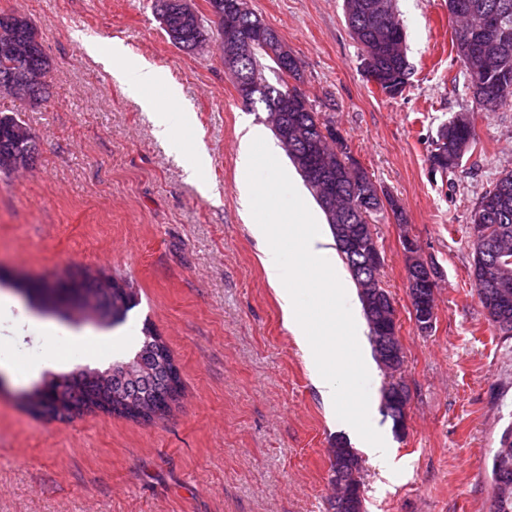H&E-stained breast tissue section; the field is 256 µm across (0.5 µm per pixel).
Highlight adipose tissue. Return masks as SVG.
<instances>
[{
  "instance_id": "obj_1",
  "label": "adipose tissue",
  "mask_w": 512,
  "mask_h": 512,
  "mask_svg": "<svg viewBox=\"0 0 512 512\" xmlns=\"http://www.w3.org/2000/svg\"><path fill=\"white\" fill-rule=\"evenodd\" d=\"M88 52L109 67L113 76L143 91V105L159 115L154 130L158 141L169 144L173 138L167 116L160 114V106L156 100L148 97V90L165 87L168 99L174 103L182 122L191 123L192 114L181 104L177 84L162 68L145 59L130 67L123 66L126 51L118 43L113 44L107 55L94 45L89 46ZM287 181V175L281 171L270 175L261 185L254 179H247L239 188L240 203L244 209L261 208L271 216L268 222L251 225L250 232L261 252L260 260L267 282L277 293L283 320L311 367L312 382L323 402L332 407L339 402L343 387L341 378L328 371L335 355L331 347L315 340L300 302L305 281L298 277L289 278L287 268L273 247L274 242L282 238L293 242L302 267L321 281L320 295L328 307L355 304L356 295L328 225L311 223L308 215L301 212H283L279 204V188ZM353 396L354 408L347 415V430L371 461L381 469H390L393 455L386 441L363 423L371 405L370 394L357 389Z\"/></svg>"
}]
</instances>
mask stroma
<instances>
[{"label":"stroma","mask_w":512,"mask_h":512,"mask_svg":"<svg viewBox=\"0 0 512 512\" xmlns=\"http://www.w3.org/2000/svg\"><path fill=\"white\" fill-rule=\"evenodd\" d=\"M343 0H250L302 62L301 88L353 157L403 206L371 222L385 256L382 285L394 302L405 364L365 385L371 422L393 448L384 473L362 462L365 512H488L487 462L512 427V355L470 288L469 217L495 174L512 169V107L479 113L484 154L454 176L432 174L439 122L474 109L462 65L448 52L447 0H397L410 86L374 89L346 27ZM39 30L52 61L42 103L0 90V113L36 133L39 154L22 175L0 174V354L30 371L0 383V512H328L330 456L345 438L343 391L327 408L285 326L249 225L238 183L240 130L259 124L242 107L216 45L173 46L151 0H0ZM119 41L129 61L147 59L178 83L194 120L174 125L184 145L202 141L206 178L219 201L187 180L153 135L139 97L88 55ZM255 179L293 175L284 198L324 216L284 152L254 149ZM440 271L436 321L420 332L406 287L404 239ZM83 270L130 284L137 305L113 340L101 329L31 307L13 280L52 283ZM150 325L179 367L181 396L163 417L133 421L103 412L59 419L29 413L26 394L78 367L100 370L131 357ZM409 391L408 429L383 415L392 381Z\"/></svg>","instance_id":"1"}]
</instances>
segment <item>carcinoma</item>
Instances as JSON below:
<instances>
[{"instance_id":"obj_1","label":"carcinoma","mask_w":512,"mask_h":512,"mask_svg":"<svg viewBox=\"0 0 512 512\" xmlns=\"http://www.w3.org/2000/svg\"><path fill=\"white\" fill-rule=\"evenodd\" d=\"M346 25L355 42L361 48V56L369 54L375 46L383 47L378 62L393 77L389 95L401 94L407 84L409 62L405 33L399 26L396 0H343ZM448 14L454 23L451 35L452 50L460 57L465 52V39L474 33L481 18L495 15L500 24L512 31V0H448ZM224 19L198 14L184 22L173 20L170 42L192 46L200 35L211 39L222 38ZM13 35L19 44H27L39 36L37 28L26 17L14 28ZM272 60L262 43H255L249 62L250 71L264 67ZM51 61L43 50L30 53L0 54V89L20 100L40 102L51 94L48 74ZM28 72H38L43 77L38 94L28 91L13 92L12 80ZM464 79L472 95L481 92L494 97L500 106L512 105V40L498 46L484 64L464 67ZM297 95L302 91L295 85L279 78L255 92L253 99L242 101L250 112L265 113V121L271 126L288 123V140L278 139L281 149L290 159L310 194L326 217L335 239L340 242V227L345 226L361 235L360 250L353 253L338 248L358 289L363 313L368 322L374 352L381 365L391 373L401 370L404 353L401 343L386 356L381 352L378 336L380 329H395V307L388 291L382 287L380 273L364 270L376 235L370 223L371 215L392 209L397 223H406L404 212L388 192L380 191L367 171L355 165L346 139L336 128L321 119L313 105L304 112L285 114L278 103L287 92ZM311 143L315 153L329 160L334 175L340 178L338 191L329 197L315 187L313 175L305 158L306 143ZM485 152L476 133L475 112L453 114L441 123L432 141L428 156L430 166L445 177L460 167L462 156ZM23 152L38 153L36 135L30 127L15 115L0 116V156ZM487 224L491 229V245L499 253L498 262L512 274V169L498 172L490 186L481 195L470 215V227ZM101 276L76 274L62 281L86 290L92 296L88 313L91 320L103 328L113 327L126 318L129 310L137 305L133 291L126 297L100 287ZM479 303L488 321L502 342L512 339L503 323L512 325V298L504 300L492 292L484 282L471 280ZM181 391L179 372L173 371V356L166 343L156 337L148 326L143 329V340L134 356L127 361H117L104 371L79 368L52 378L44 387L27 395L29 409L39 415L66 418L73 414L101 410L107 413L136 419L147 413L152 417L165 415L178 400ZM508 431H503L499 448L492 455L491 467H500L512 475V442L506 443ZM361 460L354 449L344 441H336L330 460V480L338 489L330 502L332 512H365L361 493ZM489 512H512V491L502 498L498 487H493Z\"/></svg>"}]
</instances>
